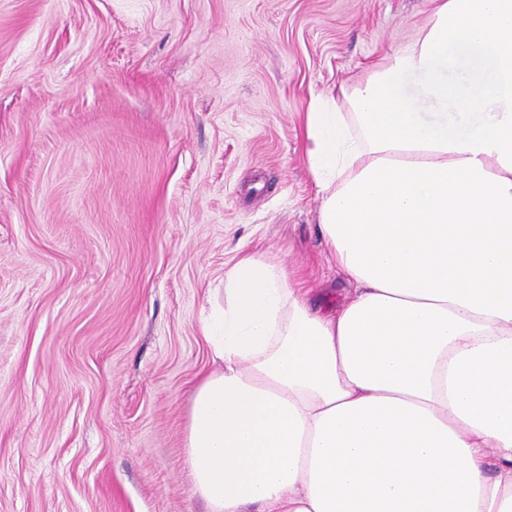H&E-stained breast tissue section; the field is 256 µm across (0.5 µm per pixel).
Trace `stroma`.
Here are the masks:
<instances>
[{"mask_svg": "<svg viewBox=\"0 0 512 512\" xmlns=\"http://www.w3.org/2000/svg\"><path fill=\"white\" fill-rule=\"evenodd\" d=\"M430 0H0V512H202L183 427L244 253L320 304L311 97Z\"/></svg>", "mask_w": 512, "mask_h": 512, "instance_id": "1", "label": "stroma"}]
</instances>
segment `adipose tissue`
<instances>
[{
    "mask_svg": "<svg viewBox=\"0 0 512 512\" xmlns=\"http://www.w3.org/2000/svg\"><path fill=\"white\" fill-rule=\"evenodd\" d=\"M305 135L351 288L225 270L183 431L203 512H512V0H431Z\"/></svg>",
    "mask_w": 512,
    "mask_h": 512,
    "instance_id": "adipose-tissue-1",
    "label": "adipose tissue"
}]
</instances>
